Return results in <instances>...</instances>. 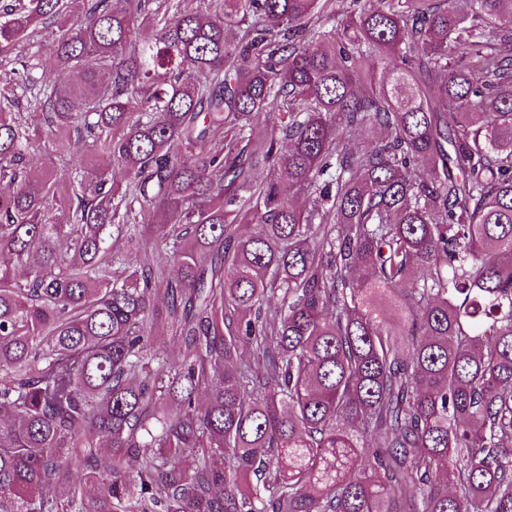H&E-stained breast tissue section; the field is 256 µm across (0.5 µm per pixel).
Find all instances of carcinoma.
Here are the masks:
<instances>
[{
  "instance_id": "carcinoma-1",
  "label": "carcinoma",
  "mask_w": 512,
  "mask_h": 512,
  "mask_svg": "<svg viewBox=\"0 0 512 512\" xmlns=\"http://www.w3.org/2000/svg\"><path fill=\"white\" fill-rule=\"evenodd\" d=\"M376 3L0 4V512H512V0ZM73 151L71 141H48L42 136L34 141L29 157L34 165L40 166L45 164L49 157L57 163L60 157L69 159Z\"/></svg>"
}]
</instances>
